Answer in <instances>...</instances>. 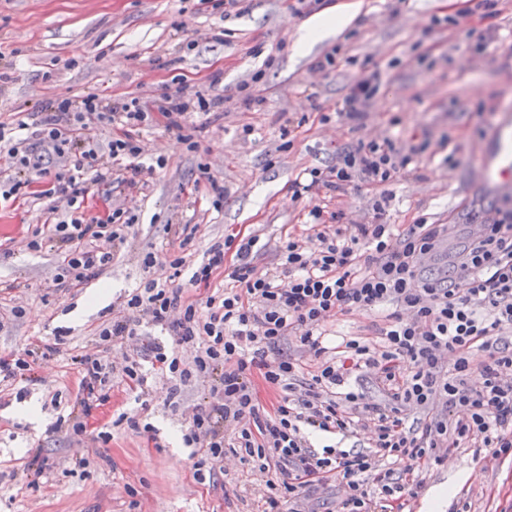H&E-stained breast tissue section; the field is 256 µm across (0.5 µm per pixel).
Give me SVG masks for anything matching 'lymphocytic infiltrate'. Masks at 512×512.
<instances>
[{
    "instance_id": "obj_1",
    "label": "lymphocytic infiltrate",
    "mask_w": 512,
    "mask_h": 512,
    "mask_svg": "<svg viewBox=\"0 0 512 512\" xmlns=\"http://www.w3.org/2000/svg\"><path fill=\"white\" fill-rule=\"evenodd\" d=\"M382 85L380 69H361L349 84L338 118L358 127ZM224 99L199 91L187 101L182 90L161 87L155 112L139 96L106 99L90 92L52 103L48 111L13 113L0 120V157L9 175L0 180V199L27 193L48 199V233L34 231L27 246L38 250L58 244L61 262L55 287L75 288L99 278L112 265L118 248L140 223L138 207L113 205L103 217L86 213L93 188L116 184L142 194L165 161L144 162L142 129L162 124L187 152L199 153L194 114L216 115ZM111 129L100 142L97 129ZM37 141L60 167L48 172L28 144ZM428 142L403 145L383 137L358 142L336 155L326 169H311L308 180H294L288 190L299 201L320 192L343 195L357 184L372 192L370 221L330 224L321 205H313L302 231L280 239L278 262L258 268L260 237L249 233L216 240L199 265H192L197 228L167 224L163 232L177 241L175 250L146 252L145 276L135 292L120 300L102 323L97 342L130 346L144 325L168 330L190 358L151 350L153 369L165 372L170 395L202 381L208 383L205 405L186 420L183 442L190 447L194 477L214 474L226 455L265 475L262 512H304L318 488L337 484L333 512H372L374 499L397 503L421 485L419 473L442 463L448 449L473 445L492 457L512 458V352L501 351L495 338L512 329V209L497 211L482 234L468 239L455 259L467 273L466 288L426 277L421 260L432 254L448 225L419 222L405 226L387 221L393 199L390 185L416 162ZM49 186L34 190L36 178ZM168 267L166 277L154 273ZM191 276L177 286L183 271ZM225 287L215 288L219 276ZM204 289L188 298L185 288ZM386 310L380 339L360 337L336 346L323 343L325 324L351 310ZM295 337L312 363L277 354L279 343ZM485 354L472 364L473 350ZM59 341L43 337L24 350L0 356V385L31 380L37 358H50ZM78 393L67 414L50 426L87 440L89 452L76 457L86 468L111 439L110 432L90 433V420L112 398L114 369L95 352L75 355ZM372 371L384 403L368 402L351 386L353 375ZM478 384H468L471 373ZM279 392L273 410L260 403L254 376ZM425 412L410 426L405 413ZM366 431L364 450L314 449L316 432L345 437Z\"/></svg>"
}]
</instances>
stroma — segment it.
<instances>
[{
	"mask_svg": "<svg viewBox=\"0 0 512 512\" xmlns=\"http://www.w3.org/2000/svg\"><path fill=\"white\" fill-rule=\"evenodd\" d=\"M295 6V0H251L246 11L225 17L200 0H0V73L9 76L0 82V114L37 112L88 91L106 98L133 92L149 104L174 77L182 78L190 95L219 71L223 80L214 92L226 99L224 117L200 139L210 149L211 174L228 189L221 212L203 213L193 194L198 155L162 127L146 128V156L164 157L167 165L140 203L138 228L98 280L63 291L53 286L57 251L26 247L43 225L45 201L21 198L5 205L10 221L0 230V282L20 284L26 314L0 330V354L52 336L58 327L67 333L59 353L36 368L26 398L0 401V512H256L260 505L261 486L237 460L225 459L214 480L193 476L182 435L188 412L207 394L206 383L184 387L172 399L166 378H153L145 416L157 440L114 428L106 460L83 471L74 467L79 450L68 435L46 433L58 416L52 395L74 400L72 358L94 340L103 321L90 299L108 285L112 305L136 288L142 255L168 245L164 224L197 225V262L208 240L256 232L264 248L255 263L273 266L281 233L303 220L304 204L292 200L290 182L308 169L335 165L337 148L375 136L430 142L392 186L390 223L411 224L423 216L431 224H465L512 209V190L488 195L478 185L486 146L512 122V2L496 17L470 20L474 33L497 30L496 40L479 53L465 34L432 24L454 13L457 0H361L349 27L297 55L292 44L310 16L296 13ZM180 19L187 27L183 34L173 27ZM218 25L227 32L222 43L209 38ZM345 40L359 59H371L383 72L381 90L355 131L318 116L337 111L357 67L325 76L311 69ZM260 68L266 71L265 109L247 112L234 99L236 86ZM302 117L307 123L300 136L284 147L281 126ZM378 322L364 312L336 315L324 342L374 339ZM37 454L53 467L34 491L24 470ZM421 479L405 512H425L429 494L448 484L453 491L441 512H453L460 500L470 512L512 507V461L488 458L483 448L451 449Z\"/></svg>",
	"mask_w": 512,
	"mask_h": 512,
	"instance_id": "obj_1",
	"label": "stroma"
}]
</instances>
